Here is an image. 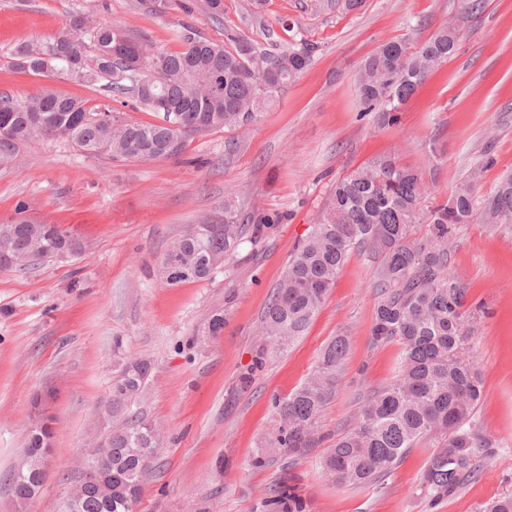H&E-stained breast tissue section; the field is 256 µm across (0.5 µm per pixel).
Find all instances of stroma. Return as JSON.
<instances>
[{
  "mask_svg": "<svg viewBox=\"0 0 512 512\" xmlns=\"http://www.w3.org/2000/svg\"><path fill=\"white\" fill-rule=\"evenodd\" d=\"M191 2L173 0L157 13L150 0H0V94L17 100L46 87L90 107L102 100L100 88L7 66L15 46L52 40L79 10L168 51L180 50L173 34L186 24L220 43L228 25L262 40L266 23L273 43L316 48L308 69L255 122L193 136L179 157L131 162L40 139L23 147L20 165L0 167V222L24 201L33 218L62 225L82 244L65 262L0 271V512H64L100 429L114 366L125 357L151 359L139 409L164 431L136 512H267L266 497L284 482L309 512H476L512 493V224L461 225L449 246V268L467 286L473 314L468 357L483 381L473 426L486 444L479 476L457 493L435 502L423 494L428 442L375 487L326 481L318 448L253 465L275 425L273 397L296 390L335 337L346 339L347 352L321 417L328 437L352 426L360 397L396 377L400 345L372 339L377 256L354 252L305 335L254 369L248 389L238 382L253 368L262 318L288 261L337 180L395 154L418 171L429 209L470 173L480 199L512 174V0H482L478 11L471 0H360L352 9L345 0H224L220 21L199 7L185 12ZM446 26L459 33L457 52L429 73L400 124L380 126L360 112L361 63L387 41L419 45ZM228 200L243 214L260 209L287 219L246 238L213 281L161 282V256ZM218 311L224 332L214 338L208 322ZM48 384L57 389L51 466L20 511L9 476L22 457L30 399Z\"/></svg>",
  "mask_w": 512,
  "mask_h": 512,
  "instance_id": "35a3bbf8",
  "label": "stroma"
}]
</instances>
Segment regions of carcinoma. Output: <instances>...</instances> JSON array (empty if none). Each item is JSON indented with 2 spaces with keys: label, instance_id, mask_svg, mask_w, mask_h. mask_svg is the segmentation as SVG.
Instances as JSON below:
<instances>
[{
  "label": "carcinoma",
  "instance_id": "obj_1",
  "mask_svg": "<svg viewBox=\"0 0 512 512\" xmlns=\"http://www.w3.org/2000/svg\"><path fill=\"white\" fill-rule=\"evenodd\" d=\"M137 48L147 67L134 73L126 57L114 50L116 32ZM91 51H86L85 39ZM180 52L159 50L129 36L116 24L102 23L91 12H78L57 36L44 43H22L10 53L8 66L95 86L104 83L106 99L90 108L77 98L43 89L18 101L0 95V138L13 150L0 149V165L13 164L32 140H66L82 153H110L146 162L180 155L193 135L245 126L310 64L314 47L306 42L273 50L259 47L233 29L224 42L196 35L184 25L176 33ZM458 35L448 27L412 47L388 41L364 60L358 77L361 111L376 114L379 125L399 122L402 106L428 73L455 52ZM131 95L154 123L129 122L112 105V96ZM419 174L394 156L380 157L337 181L313 230L288 262L282 281L266 308L257 363L281 352L303 335L319 312L337 274L351 254L369 250L381 258L379 300L373 340L402 347L397 376L371 393L355 423L321 457L323 476L344 487H370L388 476L407 452L423 441L434 451L422 488L433 500L456 493L480 471L481 441L472 419L483 392L480 377L466 357L470 328L465 310L467 288L448 270V239L462 224L482 220L512 223V175L496 192L478 201L471 187L458 188L448 204L427 212ZM21 202L13 219L11 248L18 269L27 258L53 262L57 251L75 242L57 224L28 216ZM231 223L197 235L186 231L164 254L179 273L169 286L213 280L241 243L245 225L232 205L224 204ZM281 216L254 210L247 220L259 234ZM427 223L424 239H410V226ZM346 341L336 338L311 375L288 397L274 400L276 426L266 447L302 455L320 442L319 421L336 382ZM152 373L145 358L121 360L115 367L107 399L117 425L108 431L112 448V485L98 472H84L86 486L80 512H135L142 479L161 444V431L138 410ZM52 437L48 426L28 433L24 458L41 455ZM17 499H26L42 483L38 471L20 465L10 475ZM267 505L275 512H305V503L287 485L272 490ZM477 512H512V494L481 505Z\"/></svg>",
  "mask_w": 512,
  "mask_h": 512
}]
</instances>
